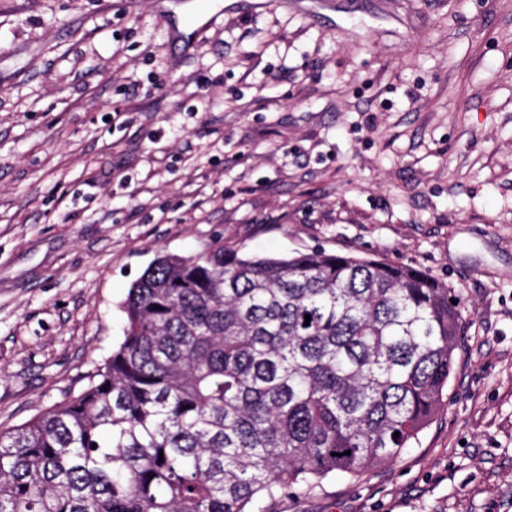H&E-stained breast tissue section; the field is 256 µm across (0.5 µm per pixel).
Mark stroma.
Instances as JSON below:
<instances>
[{
	"label": "stroma",
	"mask_w": 512,
	"mask_h": 512,
	"mask_svg": "<svg viewBox=\"0 0 512 512\" xmlns=\"http://www.w3.org/2000/svg\"><path fill=\"white\" fill-rule=\"evenodd\" d=\"M0 0V430L88 387L162 251L323 249L454 288L448 398L268 512H512V0Z\"/></svg>",
	"instance_id": "obj_1"
}]
</instances>
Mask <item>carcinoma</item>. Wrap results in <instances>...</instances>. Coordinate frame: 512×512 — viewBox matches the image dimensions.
<instances>
[{"instance_id": "carcinoma-1", "label": "carcinoma", "mask_w": 512, "mask_h": 512, "mask_svg": "<svg viewBox=\"0 0 512 512\" xmlns=\"http://www.w3.org/2000/svg\"><path fill=\"white\" fill-rule=\"evenodd\" d=\"M455 299L382 259L163 254L97 380L0 430V512H267L389 465L448 397Z\"/></svg>"}]
</instances>
